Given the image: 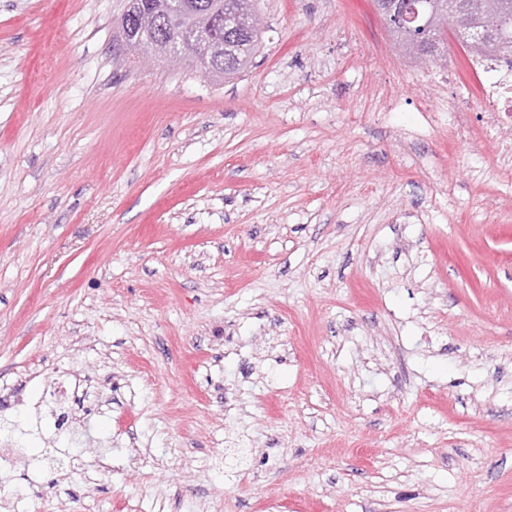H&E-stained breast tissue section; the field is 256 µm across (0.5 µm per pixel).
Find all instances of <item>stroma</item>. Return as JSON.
<instances>
[{
    "instance_id": "obj_1",
    "label": "stroma",
    "mask_w": 512,
    "mask_h": 512,
    "mask_svg": "<svg viewBox=\"0 0 512 512\" xmlns=\"http://www.w3.org/2000/svg\"><path fill=\"white\" fill-rule=\"evenodd\" d=\"M126 5L0 0V512H512V126L453 133L462 49L423 89L374 0H258L219 81L115 54ZM62 389V394H59L52 385L43 393L42 402L46 409L44 424L56 439L68 440L74 436L76 427L69 406L62 400L63 394L67 392L66 384Z\"/></svg>"
}]
</instances>
